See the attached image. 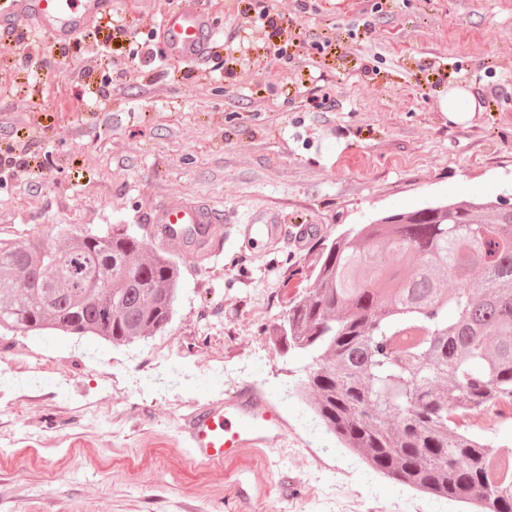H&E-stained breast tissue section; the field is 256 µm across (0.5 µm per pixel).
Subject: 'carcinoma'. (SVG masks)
Listing matches in <instances>:
<instances>
[{
	"label": "carcinoma",
	"mask_w": 512,
	"mask_h": 512,
	"mask_svg": "<svg viewBox=\"0 0 512 512\" xmlns=\"http://www.w3.org/2000/svg\"><path fill=\"white\" fill-rule=\"evenodd\" d=\"M180 278L172 254L117 225L0 237V328L129 344L166 329ZM276 339L311 358L302 399L372 470L468 512H512V448L455 421L512 405V207L441 201L346 230Z\"/></svg>",
	"instance_id": "obj_1"
}]
</instances>
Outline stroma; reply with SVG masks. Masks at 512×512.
Here are the masks:
<instances>
[{
    "label": "stroma",
    "mask_w": 512,
    "mask_h": 512,
    "mask_svg": "<svg viewBox=\"0 0 512 512\" xmlns=\"http://www.w3.org/2000/svg\"><path fill=\"white\" fill-rule=\"evenodd\" d=\"M167 8L112 0L124 33L42 32L47 65L33 74L26 47L0 34L20 78L0 82V154L42 164L0 174V236L116 224L143 235L175 194L213 202L228 224L322 230L176 253L173 318L149 338L1 329L15 375L0 386V512H334L344 481L376 512H457L372 472L318 425L299 393L310 361L271 330L310 288L322 242L351 225L440 200L512 206V0H214L217 43L195 62L98 65L106 41L125 55L162 48L151 33ZM244 8L251 21L235 28ZM263 9L287 29L290 59L275 57ZM456 86L476 101L461 124L442 107ZM244 385L277 405L282 439L219 469L194 461L183 416Z\"/></svg>",
    "instance_id": "1"
}]
</instances>
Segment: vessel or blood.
I'll return each instance as SVG.
<instances>
[{"label":"vessel or blood","instance_id":"vessel-or-blood-1","mask_svg":"<svg viewBox=\"0 0 512 512\" xmlns=\"http://www.w3.org/2000/svg\"><path fill=\"white\" fill-rule=\"evenodd\" d=\"M108 10L106 0H0V23L12 26L25 20L63 42L96 28ZM160 35L170 55L191 62L213 42L215 27L198 0H178L176 7L163 14ZM222 222V213L210 202L171 197L149 219L151 240L164 249L212 254L219 250ZM287 233L285 225L257 223L246 225L244 238L250 244H270ZM285 427L281 412L271 401L243 387L228 395L223 404L190 412L185 431L197 458L220 468L245 448L275 445Z\"/></svg>","mask_w":512,"mask_h":512}]
</instances>
